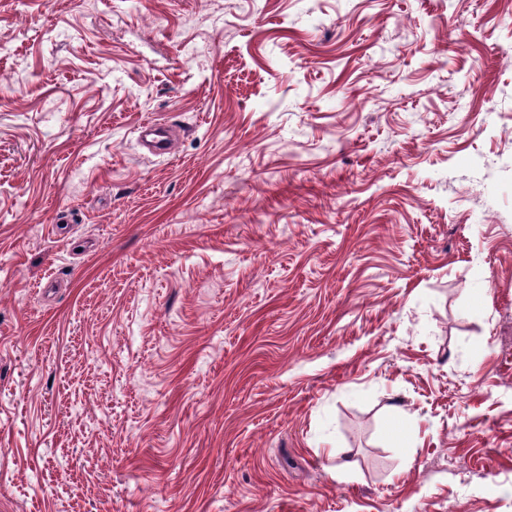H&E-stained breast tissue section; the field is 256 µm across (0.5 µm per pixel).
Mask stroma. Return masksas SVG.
Listing matches in <instances>:
<instances>
[{"label":"stroma","mask_w":512,"mask_h":512,"mask_svg":"<svg viewBox=\"0 0 512 512\" xmlns=\"http://www.w3.org/2000/svg\"><path fill=\"white\" fill-rule=\"evenodd\" d=\"M0 512H512V0H0Z\"/></svg>","instance_id":"stroma-1"}]
</instances>
